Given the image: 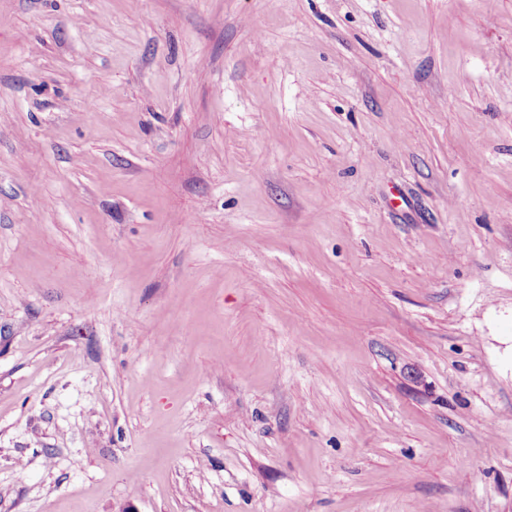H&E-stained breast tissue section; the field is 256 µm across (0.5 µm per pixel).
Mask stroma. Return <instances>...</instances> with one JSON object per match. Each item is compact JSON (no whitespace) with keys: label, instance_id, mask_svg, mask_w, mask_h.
Wrapping results in <instances>:
<instances>
[{"label":"stroma","instance_id":"stroma-1","mask_svg":"<svg viewBox=\"0 0 512 512\" xmlns=\"http://www.w3.org/2000/svg\"><path fill=\"white\" fill-rule=\"evenodd\" d=\"M0 512H512V0H0Z\"/></svg>","mask_w":512,"mask_h":512}]
</instances>
